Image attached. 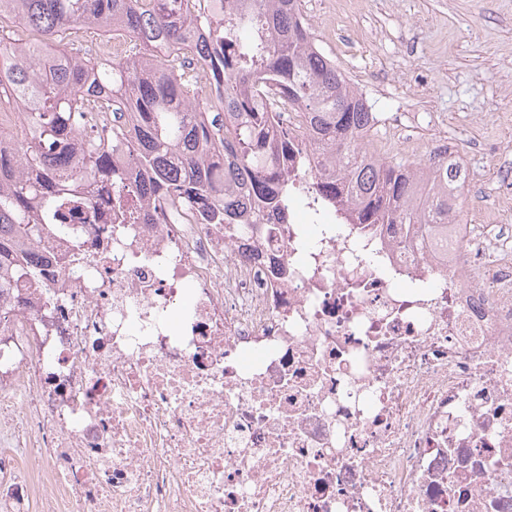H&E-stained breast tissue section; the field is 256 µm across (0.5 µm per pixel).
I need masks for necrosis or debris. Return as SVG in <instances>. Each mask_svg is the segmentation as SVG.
Segmentation results:
<instances>
[{"mask_svg": "<svg viewBox=\"0 0 512 512\" xmlns=\"http://www.w3.org/2000/svg\"><path fill=\"white\" fill-rule=\"evenodd\" d=\"M288 181L245 234L162 200L22 244L0 512H512V191L404 237Z\"/></svg>", "mask_w": 512, "mask_h": 512, "instance_id": "necrosis-or-debris-1", "label": "necrosis or debris"}]
</instances>
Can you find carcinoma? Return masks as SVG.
<instances>
[{
	"label": "carcinoma",
	"instance_id": "1",
	"mask_svg": "<svg viewBox=\"0 0 512 512\" xmlns=\"http://www.w3.org/2000/svg\"><path fill=\"white\" fill-rule=\"evenodd\" d=\"M0 0L12 19L55 44L56 36L118 33L120 55L101 59L60 48L46 73L35 49L0 37V102L22 107L24 134L0 150V295L17 274L19 238L36 240L68 214L94 213L100 190L124 220L145 221L133 205L155 194L184 207L204 202V224H282L288 162L314 172L321 199L358 224L406 228L448 224L464 170L375 159L363 145L374 113L314 44L302 0ZM278 86L304 106L309 153L276 120L259 86ZM125 145L148 173L132 182L112 167L106 142Z\"/></svg>",
	"mask_w": 512,
	"mask_h": 512
}]
</instances>
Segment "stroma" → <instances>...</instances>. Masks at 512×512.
<instances>
[{
    "label": "stroma",
    "mask_w": 512,
    "mask_h": 512,
    "mask_svg": "<svg viewBox=\"0 0 512 512\" xmlns=\"http://www.w3.org/2000/svg\"><path fill=\"white\" fill-rule=\"evenodd\" d=\"M317 46L372 111L411 126L418 152L393 148L392 162L422 160L433 129L446 131L477 186L463 221L512 173V0H302ZM497 142L492 158L481 144Z\"/></svg>",
    "instance_id": "1"
}]
</instances>
